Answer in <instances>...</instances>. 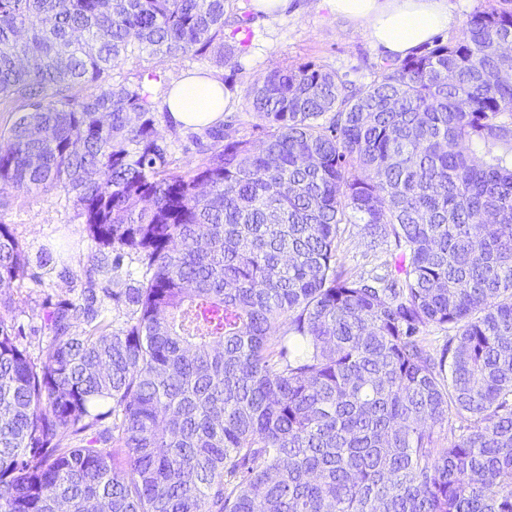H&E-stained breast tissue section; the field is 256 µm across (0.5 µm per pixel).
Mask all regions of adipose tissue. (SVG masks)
<instances>
[{
	"label": "adipose tissue",
	"instance_id": "obj_1",
	"mask_svg": "<svg viewBox=\"0 0 512 512\" xmlns=\"http://www.w3.org/2000/svg\"><path fill=\"white\" fill-rule=\"evenodd\" d=\"M327 2L337 15L364 28L368 37L393 57L407 56L454 21L448 0ZM166 104L174 121L196 130L223 121L226 98L219 82L192 77L170 93Z\"/></svg>",
	"mask_w": 512,
	"mask_h": 512
}]
</instances>
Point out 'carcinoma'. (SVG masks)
Returning a JSON list of instances; mask_svg holds the SVG:
<instances>
[{"label":"carcinoma","mask_w":512,"mask_h":512,"mask_svg":"<svg viewBox=\"0 0 512 512\" xmlns=\"http://www.w3.org/2000/svg\"><path fill=\"white\" fill-rule=\"evenodd\" d=\"M233 2L0 0V191L64 193L98 251L40 357L0 314V512H512V0L367 84L270 72L259 147L212 129L187 176L112 75L230 63ZM342 224L385 274L336 266Z\"/></svg>","instance_id":"cac0c4a2"}]
</instances>
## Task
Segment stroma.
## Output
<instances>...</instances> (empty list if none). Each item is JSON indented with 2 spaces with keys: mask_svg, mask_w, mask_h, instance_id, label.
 <instances>
[{
  "mask_svg": "<svg viewBox=\"0 0 512 512\" xmlns=\"http://www.w3.org/2000/svg\"><path fill=\"white\" fill-rule=\"evenodd\" d=\"M234 10L250 17L251 36L233 63L221 65L199 57L174 60L144 51L116 72V80L134 84L141 75L156 73L158 79L149 90L153 101L162 105L170 90L188 75L205 74L219 81L229 98L225 121L232 123L237 137L257 145L264 137L263 122L252 112L246 90L269 71L311 61L360 84L387 60L362 28L331 12L323 0H290L286 12L272 16L254 14L251 0H236ZM156 130L169 145L179 171L193 173L202 159L193 142L195 130L171 126L162 115ZM0 224L9 225L29 260L27 279L0 288L13 300L5 317L24 327L22 344L35 355L50 335L48 312L80 293L83 272L93 263L96 246L65 197L53 192L6 191L0 196ZM390 250L387 243L373 245L360 225L345 224L336 244V263L355 275L380 274Z\"/></svg>",
  "mask_w": 512,
  "mask_h": 512,
  "instance_id": "1",
  "label": "stroma"
}]
</instances>
